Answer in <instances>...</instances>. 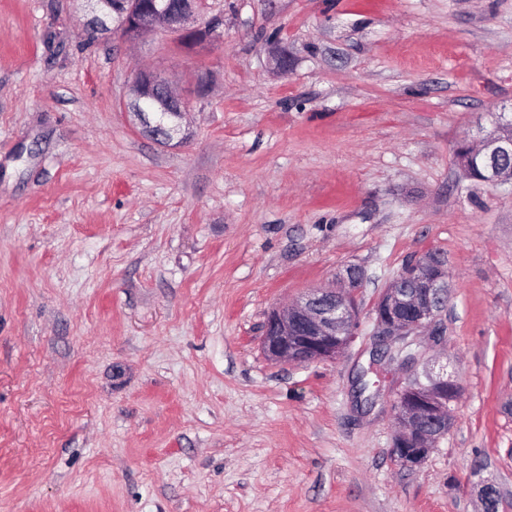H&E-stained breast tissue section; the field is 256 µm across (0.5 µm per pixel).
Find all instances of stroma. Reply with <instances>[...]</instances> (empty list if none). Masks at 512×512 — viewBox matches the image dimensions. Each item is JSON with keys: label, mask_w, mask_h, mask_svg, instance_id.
I'll return each instance as SVG.
<instances>
[{"label": "stroma", "mask_w": 512, "mask_h": 512, "mask_svg": "<svg viewBox=\"0 0 512 512\" xmlns=\"http://www.w3.org/2000/svg\"><path fill=\"white\" fill-rule=\"evenodd\" d=\"M203 7L193 45L90 42L79 0H0V512H512V185L455 157L512 113V0ZM139 69L186 142L137 128ZM434 250L459 397L408 468L371 309ZM352 264L353 345L268 360L270 311ZM128 102L127 106L130 112L138 121L144 132H149V136L156 141L164 140L168 143L174 140L175 136L181 133L183 124L184 107L175 96L171 93L170 86L161 76L146 70H138L133 73L128 85ZM153 100L164 105V108L177 106L173 118L166 112H157V120L164 125H172L165 127L159 125L154 116V110L146 107L145 102Z\"/></svg>", "instance_id": "35a3bbf8"}]
</instances>
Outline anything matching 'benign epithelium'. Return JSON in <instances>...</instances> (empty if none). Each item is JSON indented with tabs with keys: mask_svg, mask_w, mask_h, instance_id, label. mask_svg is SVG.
I'll list each match as a JSON object with an SVG mask.
<instances>
[{
	"mask_svg": "<svg viewBox=\"0 0 512 512\" xmlns=\"http://www.w3.org/2000/svg\"><path fill=\"white\" fill-rule=\"evenodd\" d=\"M117 31L148 34L165 29L181 38L196 42L217 31L220 19L210 18L201 25L193 0L177 7L144 10L127 7ZM128 109L142 130L156 141L171 142L181 133L184 107L171 93L161 76L146 70L133 73L128 85ZM153 100L164 108H175L173 126L155 120L154 110L145 102ZM478 151L487 159L486 183L499 184L506 178L499 174V161L512 158V121L500 123L482 138ZM430 288L448 286V263L434 252L415 261ZM365 279L364 270L351 265L340 277V289L315 288L298 304L274 309L266 322L262 349L275 362L303 364L336 360L354 341L358 324L356 294ZM445 303L430 293L419 292L399 301L396 289L383 288L372 308L377 344L395 349V361L408 372L394 391L393 416L397 425L392 449L398 461L407 467H419L429 457L438 440L448 433V403L458 395L457 383L444 370H435L428 359L430 350L444 339ZM422 371H417V366Z\"/></svg>",
	"mask_w": 512,
	"mask_h": 512,
	"instance_id": "7a95c632",
	"label": "benign epithelium"
}]
</instances>
